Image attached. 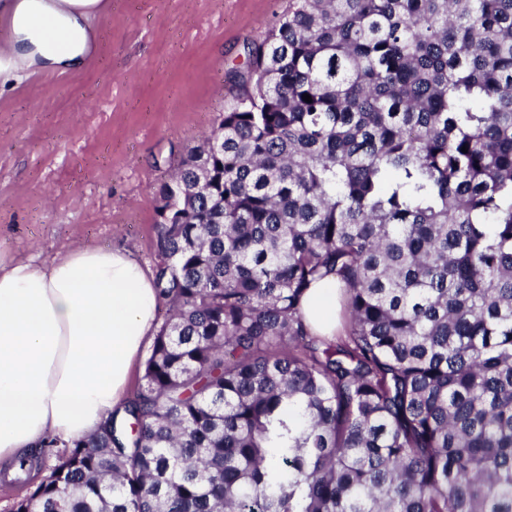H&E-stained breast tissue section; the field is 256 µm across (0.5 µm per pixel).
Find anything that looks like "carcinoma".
Listing matches in <instances>:
<instances>
[{
  "mask_svg": "<svg viewBox=\"0 0 512 512\" xmlns=\"http://www.w3.org/2000/svg\"><path fill=\"white\" fill-rule=\"evenodd\" d=\"M232 82L158 189L136 433L13 512H512V0H289ZM304 315L315 329L326 336L336 335V288H312Z\"/></svg>",
  "mask_w": 512,
  "mask_h": 512,
  "instance_id": "carcinoma-1",
  "label": "carcinoma"
}]
</instances>
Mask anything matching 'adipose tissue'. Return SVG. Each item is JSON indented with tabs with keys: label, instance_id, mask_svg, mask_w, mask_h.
Here are the masks:
<instances>
[{
	"label": "adipose tissue",
	"instance_id": "1",
	"mask_svg": "<svg viewBox=\"0 0 512 512\" xmlns=\"http://www.w3.org/2000/svg\"><path fill=\"white\" fill-rule=\"evenodd\" d=\"M103 9L102 0H0V91L37 72L83 70ZM158 303L153 274L120 250L76 247L40 265L0 258V475L22 476L44 440L124 418ZM304 315L335 335V289H311Z\"/></svg>",
	"mask_w": 512,
	"mask_h": 512
}]
</instances>
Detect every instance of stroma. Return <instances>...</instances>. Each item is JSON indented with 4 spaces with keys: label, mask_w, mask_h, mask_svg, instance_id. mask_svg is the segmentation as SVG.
<instances>
[{
    "label": "stroma",
    "mask_w": 512,
    "mask_h": 512,
    "mask_svg": "<svg viewBox=\"0 0 512 512\" xmlns=\"http://www.w3.org/2000/svg\"><path fill=\"white\" fill-rule=\"evenodd\" d=\"M79 73L0 95V256L76 246L158 261L156 196L233 102L230 70L289 0H103Z\"/></svg>",
    "instance_id": "35a3bbf8"
}]
</instances>
